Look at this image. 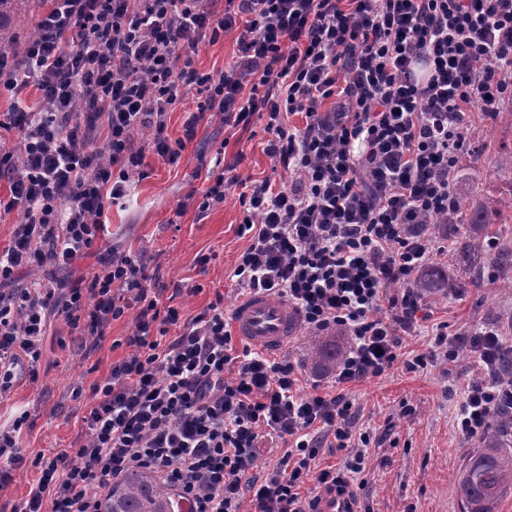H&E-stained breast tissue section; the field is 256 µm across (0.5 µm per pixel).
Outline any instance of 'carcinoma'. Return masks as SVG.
I'll return each instance as SVG.
<instances>
[{"instance_id":"cac0c4a2","label":"carcinoma","mask_w":512,"mask_h":512,"mask_svg":"<svg viewBox=\"0 0 512 512\" xmlns=\"http://www.w3.org/2000/svg\"><path fill=\"white\" fill-rule=\"evenodd\" d=\"M25 0H0V46L19 51L23 44L10 25V19L22 11ZM512 218V195L486 197L470 204L458 201L448 223L468 224L472 228L487 229L492 224H503ZM458 252L466 262L470 283L483 282L487 256L479 240L463 231L458 237ZM416 287L422 294L454 293L461 287L444 268H427L417 279ZM310 355L323 365L333 367L343 358V346L333 337L316 336L309 345ZM512 491V411L503 410L491 423L463 464L457 495L463 512H497L502 497ZM183 498L168 483L151 470L132 472L112 486L106 496L102 512H184Z\"/></svg>"}]
</instances>
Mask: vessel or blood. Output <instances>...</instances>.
<instances>
[{
  "mask_svg": "<svg viewBox=\"0 0 512 512\" xmlns=\"http://www.w3.org/2000/svg\"><path fill=\"white\" fill-rule=\"evenodd\" d=\"M237 336L268 352H277L295 336L299 317L278 295L258 293L237 302L230 314Z\"/></svg>",
  "mask_w": 512,
  "mask_h": 512,
  "instance_id": "b4317fda",
  "label": "vessel or blood"
}]
</instances>
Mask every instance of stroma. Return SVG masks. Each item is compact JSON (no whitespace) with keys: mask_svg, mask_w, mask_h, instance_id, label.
Here are the masks:
<instances>
[{"mask_svg":"<svg viewBox=\"0 0 512 512\" xmlns=\"http://www.w3.org/2000/svg\"><path fill=\"white\" fill-rule=\"evenodd\" d=\"M263 127L259 118L245 129L204 121L185 143L178 165L168 166L147 154L149 178L137 183L123 204L109 209L108 229L91 255L71 268L43 269V276L68 285L97 272L112 252L143 251L162 281L181 286L173 303L184 317L195 316L219 295L225 310H232L242 292L230 274L249 244L248 236L239 232V191L227 190L223 202L204 212L197 204L185 203L184 196L190 188H204L220 148L230 155L244 154L241 178L279 181L281 172L265 152L268 136ZM469 133L482 144L480 164L456 177L458 197L472 202L508 195L512 168L502 167L492 175L487 168L512 153V101L502 104L497 117L474 123ZM203 254L213 260L202 271L196 258ZM425 304L430 318L417 335L406 338L402 362L382 376L347 387L358 410L354 432L370 430L377 436L365 450L367 483L360 492L374 512H461L457 480L474 445L461 438L455 414L461 388L476 375V361L463 353L456 362L438 360L414 371L406 363L425 352L437 325H446L454 336L512 315V294L497 281L431 297ZM133 328L131 316H123L113 321L98 346L85 349L63 319L49 318L38 382L18 378L7 398L0 400L2 417L19 408L30 413V425L21 436L25 457L69 448L88 408L86 397L76 396V389L106 377L112 364L127 356L125 340ZM310 340L307 329L298 327L283 353L299 364L305 392L329 391L335 376L309 360Z\"/></svg>","mask_w":512,"mask_h":512,"instance_id":"obj_1","label":"stroma"}]
</instances>
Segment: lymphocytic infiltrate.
<instances>
[{
	"label": "lymphocytic infiltrate",
	"instance_id": "f902f5d3",
	"mask_svg": "<svg viewBox=\"0 0 512 512\" xmlns=\"http://www.w3.org/2000/svg\"><path fill=\"white\" fill-rule=\"evenodd\" d=\"M215 2L50 0L23 52L0 53V89L39 93L0 119L18 131L16 145L0 142L9 188L0 214L18 215L0 250V397L17 372L38 381L48 314L95 345L135 314L128 356L88 387L73 447L27 459V413L0 427V488L12 465L37 474L12 512H101L97 490L141 469L157 471L192 512H241L246 499L251 512H322L331 499L336 512H370L359 490L372 437L353 433L344 387L394 366L420 322L417 276L452 250L428 227L447 223L457 202L468 120L492 117L512 96V0H223L220 13ZM227 34L232 62L198 71L200 42ZM193 93L197 110L171 139L166 114ZM257 114L287 182L242 180L243 154L220 149L205 190L186 198L203 212L239 188L250 243L233 270L238 285L284 298L315 335L346 337L342 392H301L288 358L234 353L223 299L189 319L162 305L167 286L140 252L113 254L81 286L36 277L16 287L22 270L88 254L110 205L148 178L146 152L176 165L201 121L245 127ZM504 345L493 328L462 345L439 332L410 363L453 362L463 350L475 358L456 417L465 441L512 407V378L494 375ZM269 440L286 450L255 475ZM324 448L348 455L319 469Z\"/></svg>",
	"mask_w": 512,
	"mask_h": 512
}]
</instances>
